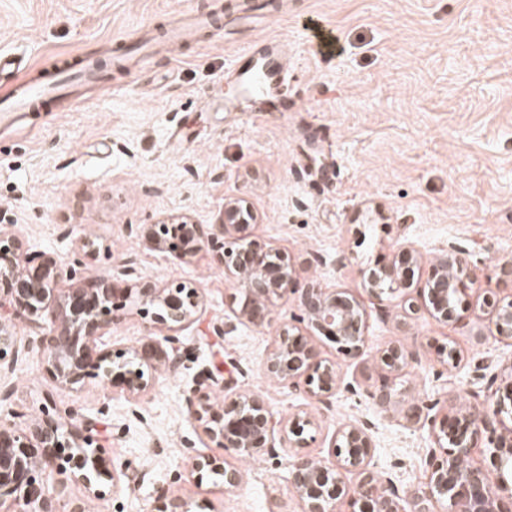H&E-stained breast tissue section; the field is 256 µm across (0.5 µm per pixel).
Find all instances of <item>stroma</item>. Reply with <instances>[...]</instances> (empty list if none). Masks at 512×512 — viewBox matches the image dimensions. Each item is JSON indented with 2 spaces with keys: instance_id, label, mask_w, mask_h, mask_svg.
Wrapping results in <instances>:
<instances>
[{
  "instance_id": "stroma-1",
  "label": "stroma",
  "mask_w": 512,
  "mask_h": 512,
  "mask_svg": "<svg viewBox=\"0 0 512 512\" xmlns=\"http://www.w3.org/2000/svg\"><path fill=\"white\" fill-rule=\"evenodd\" d=\"M253 0H0V52L23 56L22 77L37 82L64 63L118 58L105 84L79 98L0 124V223L33 251L69 260L83 241L106 247L89 272L193 283L203 317L181 336L182 364L158 374L141 399L93 382L75 391L43 370L35 333L15 322L12 354L0 361V422L35 421L42 408L73 407L89 418L109 466L128 469L130 490L88 497L72 483L66 497L88 512H151L158 487L202 503L205 512H302L286 479L292 448L242 460L206 440L188 417L184 394L202 369L223 373L236 391L262 396L276 417L307 409L270 376L265 358L275 325L231 319L237 285L214 256L180 264L151 249L139 227L186 214L215 223L229 198L248 201L260 221L252 236L295 256L299 280L364 290L360 268L392 258L397 240L430 260L448 242L469 257L479 283L512 263V0H264L267 21L236 18ZM210 25L198 40L169 50L179 13ZM144 31L152 66L136 70ZM277 39L288 48V109L223 112L207 97L245 47ZM369 355L360 364L316 337L338 362L341 385L318 418L310 456L332 462L329 442L346 424L369 421L377 471L404 489L427 474L428 427L403 417L404 403L446 412L512 361L487 317L442 325L427 313L401 320L366 302ZM452 343L457 365L435 348ZM391 344L415 347L404 372V403L378 407L387 380L377 356ZM208 450L240 471L238 488L196 481L188 457Z\"/></svg>"
}]
</instances>
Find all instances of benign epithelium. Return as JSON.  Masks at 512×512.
Returning a JSON list of instances; mask_svg holds the SVG:
<instances>
[{
    "mask_svg": "<svg viewBox=\"0 0 512 512\" xmlns=\"http://www.w3.org/2000/svg\"><path fill=\"white\" fill-rule=\"evenodd\" d=\"M257 211L245 200L225 202L211 227L187 215L167 217L142 225L147 243L174 263L206 249L219 257L224 275L241 284L232 295L231 313L237 320L257 326L272 324V307L280 300L297 301V324L278 325L266 358L267 371L296 396L321 413L333 407L337 393L336 362L319 355L301 328L322 335L338 345L352 362L367 355L366 308L343 290L298 282L288 252L256 239L247 229L259 223ZM100 247L85 242L68 262L46 252H32L17 232L0 229V306L8 305L16 319L37 326L44 351V370L59 383L78 390L90 380L119 385L131 400L148 394L156 374L173 371L180 362L176 346L182 331L200 319L204 302L199 288L189 282H159L109 271L95 276L83 273ZM425 268V278L414 280V268ZM467 254L450 243L430 262H421L418 250L404 241L396 243L391 262L360 270L362 286L381 310L399 301L403 317L428 311L440 324H461L466 310L461 296L471 291L495 323L499 335L512 339V299L501 301L495 289L476 285L468 276ZM65 281L74 282L62 288ZM139 305L152 336L138 346L114 351L102 337L121 320L127 305ZM417 359V351L389 345L379 355L382 369L396 378ZM506 391L494 393L480 407L452 406L444 416L411 407L406 417L427 424L433 435L428 451L427 481L413 489L400 488L392 475L371 466L375 444L370 425L340 428L332 443L336 464L327 466L297 453L288 463V481L303 503V512H336L346 495V474L358 477L351 512H512V429L494 427L501 417L512 420V364L502 369ZM224 403L216 405V391ZM189 418L209 443L230 450L241 459L276 452V443L306 448L315 441L317 424L306 411L282 421L275 418L259 395L237 393L221 375L207 372L185 395ZM48 422L0 424V512H86L81 503L62 504L67 482H83L95 498L103 488L127 486V475L99 463L92 427L72 408H46ZM488 435L493 469L483 472L469 465L479 436ZM77 449L69 475L55 486L44 482L41 472L48 455L37 448ZM187 468L198 476L215 474L224 487L239 486L241 474L224 467L203 452L188 458ZM152 512H195L193 504L168 488L156 491Z\"/></svg>",
    "mask_w": 512,
    "mask_h": 512,
    "instance_id": "obj_1",
    "label": "benign epithelium"
}]
</instances>
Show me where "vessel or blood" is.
<instances>
[{
	"instance_id": "1",
	"label": "vessel or blood",
	"mask_w": 512,
	"mask_h": 512,
	"mask_svg": "<svg viewBox=\"0 0 512 512\" xmlns=\"http://www.w3.org/2000/svg\"><path fill=\"white\" fill-rule=\"evenodd\" d=\"M22 68V60L0 53L1 114L31 111L35 106L51 103L61 86L81 85L99 78L94 68L67 65L47 81L30 83L20 79ZM287 75L288 54L283 44L268 41L237 54L226 82L256 101L259 111L274 112L284 97Z\"/></svg>"
}]
</instances>
